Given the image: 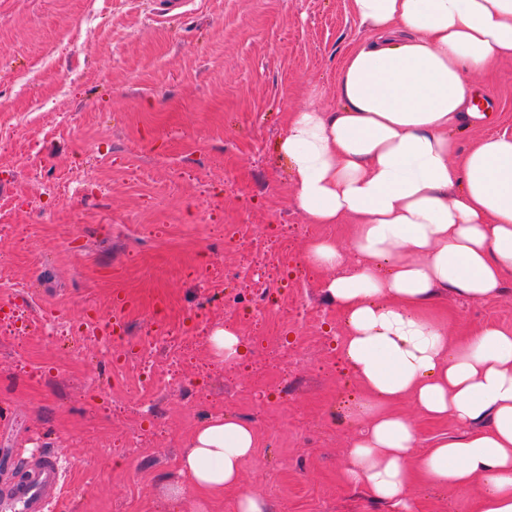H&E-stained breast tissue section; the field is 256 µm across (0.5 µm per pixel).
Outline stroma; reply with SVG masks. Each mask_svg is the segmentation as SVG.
<instances>
[{"mask_svg": "<svg viewBox=\"0 0 512 512\" xmlns=\"http://www.w3.org/2000/svg\"><path fill=\"white\" fill-rule=\"evenodd\" d=\"M347 0H0V484L57 458L47 512H171L169 486L204 419L229 413L256 432L244 487L269 512H387L341 472L357 383L325 326L337 321L304 253L343 224L295 207L278 149L286 110L337 106L349 47L367 36ZM491 113L458 149L512 127V60L472 76ZM60 178L109 184L96 200L55 198ZM264 283L300 300L273 312L300 362L279 377L261 339L228 366L211 331L237 322L238 293ZM124 299L115 312L116 299ZM452 334L512 329V279L482 302L435 303ZM193 352L149 392L136 362L115 368L95 338L53 334L121 314L126 342L153 335L157 311ZM415 512H475L476 490L417 484Z\"/></svg>", "mask_w": 512, "mask_h": 512, "instance_id": "stroma-1", "label": "stroma"}]
</instances>
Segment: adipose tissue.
Masks as SVG:
<instances>
[{
  "instance_id": "1",
  "label": "adipose tissue",
  "mask_w": 512,
  "mask_h": 512,
  "mask_svg": "<svg viewBox=\"0 0 512 512\" xmlns=\"http://www.w3.org/2000/svg\"><path fill=\"white\" fill-rule=\"evenodd\" d=\"M371 34L344 58L337 108L290 111L278 147L298 209L346 224L347 247L313 240L342 321L339 350L360 385L347 485L390 512H411L416 482L479 487L477 512H512V330L451 335L440 292L483 301L512 278V128L459 151L478 116L466 77L512 60V0H347ZM453 422L459 436L413 458L418 432L402 404ZM256 433L231 414L195 429L181 463L188 486L170 498L210 512L239 489L236 512H265L241 491Z\"/></svg>"
}]
</instances>
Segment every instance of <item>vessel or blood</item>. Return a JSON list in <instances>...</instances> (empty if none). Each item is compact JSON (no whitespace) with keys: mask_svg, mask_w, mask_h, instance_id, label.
I'll use <instances>...</instances> for the list:
<instances>
[{"mask_svg":"<svg viewBox=\"0 0 512 512\" xmlns=\"http://www.w3.org/2000/svg\"><path fill=\"white\" fill-rule=\"evenodd\" d=\"M57 484L55 459L43 457L30 464L25 481L0 489V512H41L45 497Z\"/></svg>","mask_w":512,"mask_h":512,"instance_id":"obj_1","label":"vessel or blood"}]
</instances>
